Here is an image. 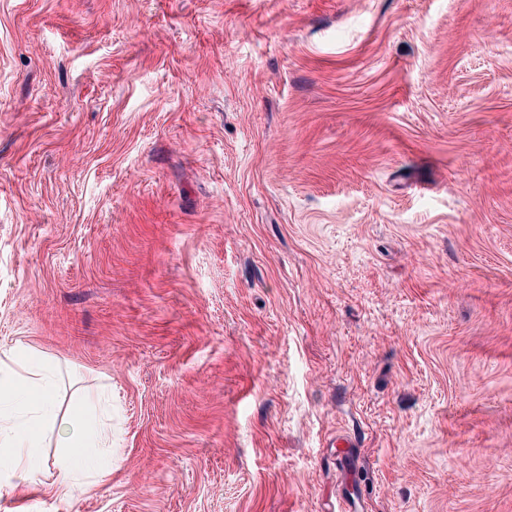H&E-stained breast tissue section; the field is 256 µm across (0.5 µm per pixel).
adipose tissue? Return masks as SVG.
Listing matches in <instances>:
<instances>
[{
  "mask_svg": "<svg viewBox=\"0 0 512 512\" xmlns=\"http://www.w3.org/2000/svg\"><path fill=\"white\" fill-rule=\"evenodd\" d=\"M55 364L26 344L0 353V479L13 487L27 486L41 467L46 435H61L56 463L63 476L53 492L68 500L78 488L100 484L112 471V426L93 416L100 388L76 392L68 414H61Z\"/></svg>",
  "mask_w": 512,
  "mask_h": 512,
  "instance_id": "ef3b65f1",
  "label": "adipose tissue"
}]
</instances>
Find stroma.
<instances>
[{
    "label": "stroma",
    "instance_id": "obj_1",
    "mask_svg": "<svg viewBox=\"0 0 512 512\" xmlns=\"http://www.w3.org/2000/svg\"><path fill=\"white\" fill-rule=\"evenodd\" d=\"M19 342L112 474L0 512H512V0H0Z\"/></svg>",
    "mask_w": 512,
    "mask_h": 512
}]
</instances>
